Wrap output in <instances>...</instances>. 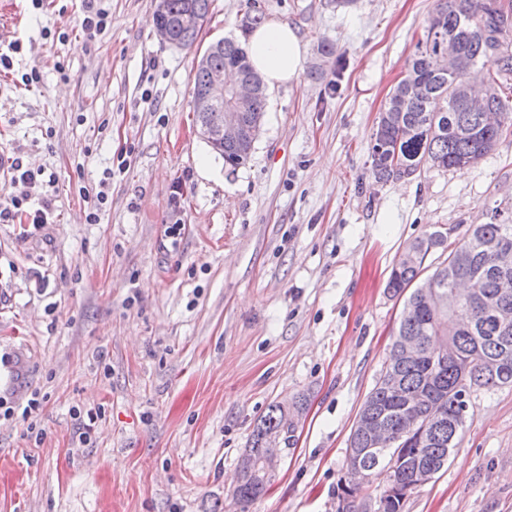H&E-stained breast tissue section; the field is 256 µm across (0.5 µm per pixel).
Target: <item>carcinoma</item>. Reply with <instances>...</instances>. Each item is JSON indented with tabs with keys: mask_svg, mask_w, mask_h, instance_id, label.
I'll use <instances>...</instances> for the list:
<instances>
[{
	"mask_svg": "<svg viewBox=\"0 0 512 512\" xmlns=\"http://www.w3.org/2000/svg\"><path fill=\"white\" fill-rule=\"evenodd\" d=\"M209 9L210 0H164L161 19L177 21L192 12L197 23L173 30L178 46L191 47ZM263 21L254 4L246 5L240 37L209 47L196 67V98L206 93L212 70L223 69L256 85L255 96L242 112L251 134L216 150L232 171L251 158L266 112L267 85L244 47ZM450 58L457 64L454 72L448 71ZM473 64L486 69L484 110L500 112L512 123V2L495 7L493 0H438L426 21L424 39L379 113L370 147L377 181L411 177L426 168L474 165L494 150L503 129L484 125L483 113L471 108L461 78ZM447 241L431 233L416 241L393 264L386 283L392 296L406 295L392 346L410 336L419 351L415 358L385 365L357 417L371 416L400 441L390 450H370L359 430L349 438V447L362 453L372 475L385 469L392 454L402 459L395 482L406 493L384 487L383 512H402L423 476L439 473L448 463L464 425L466 396L473 389L512 387V328L505 332L498 322L501 309L512 311V223L495 215L490 223L475 226L442 264L422 276L426 256ZM454 290L463 299L457 312L448 310V293ZM413 397L424 401L422 412L431 421L423 433L405 436L402 417ZM284 418L285 411L273 405L252 434L235 493L242 506L267 491L270 477L261 450L270 436L283 431ZM357 497V491L337 486L336 498L346 501L337 512H365Z\"/></svg>",
	"mask_w": 512,
	"mask_h": 512,
	"instance_id": "obj_1",
	"label": "carcinoma"
}]
</instances>
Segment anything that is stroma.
<instances>
[{
  "mask_svg": "<svg viewBox=\"0 0 512 512\" xmlns=\"http://www.w3.org/2000/svg\"><path fill=\"white\" fill-rule=\"evenodd\" d=\"M87 3L0 0V50L22 44L0 71V160L38 171L30 201L54 206L0 223V512H336L403 309L391 267L433 231L453 248L512 217V130L475 166L376 182L371 135L436 0H257L303 59L231 173L193 85L245 0H211L190 48L157 37L155 0H102L112 23L86 38ZM298 400L267 492L239 505L253 429ZM403 512H512V387L471 393L447 468Z\"/></svg>",
  "mask_w": 512,
  "mask_h": 512,
  "instance_id": "1",
  "label": "stroma"
}]
</instances>
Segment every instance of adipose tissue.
Listing matches in <instances>:
<instances>
[{
	"mask_svg": "<svg viewBox=\"0 0 512 512\" xmlns=\"http://www.w3.org/2000/svg\"><path fill=\"white\" fill-rule=\"evenodd\" d=\"M248 47L254 67L269 88L287 85L298 76L303 51L296 32L287 23L273 21L255 29Z\"/></svg>",
	"mask_w": 512,
	"mask_h": 512,
	"instance_id": "ef3b65f1",
	"label": "adipose tissue"
}]
</instances>
